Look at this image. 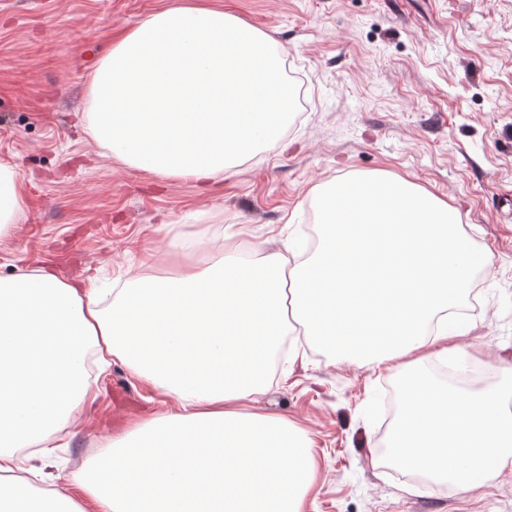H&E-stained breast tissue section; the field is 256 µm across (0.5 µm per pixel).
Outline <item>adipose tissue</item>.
Listing matches in <instances>:
<instances>
[{"mask_svg":"<svg viewBox=\"0 0 512 512\" xmlns=\"http://www.w3.org/2000/svg\"><path fill=\"white\" fill-rule=\"evenodd\" d=\"M94 137L111 157L206 183L242 160L241 146L280 144L288 109L271 39L207 0L153 13L119 34L88 77ZM27 210L14 166L0 163V235ZM321 246L300 263L287 250L249 261L233 239L201 266L180 237L142 260L159 274L113 285L103 302L84 281L37 269L0 276V512H308L318 474L298 424L258 411L267 380L249 352L263 336L376 338L354 356L372 370L416 369L413 351L447 354V326L470 279L459 210L387 173L326 189ZM123 364L178 412L131 421L52 488L38 451L100 388L86 370Z\"/></svg>","mask_w":512,"mask_h":512,"instance_id":"ef3b65f1","label":"adipose tissue"}]
</instances>
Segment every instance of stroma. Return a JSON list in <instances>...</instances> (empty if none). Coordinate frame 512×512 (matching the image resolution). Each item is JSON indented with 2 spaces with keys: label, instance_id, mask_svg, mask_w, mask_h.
<instances>
[{
  "label": "stroma",
  "instance_id": "1",
  "mask_svg": "<svg viewBox=\"0 0 512 512\" xmlns=\"http://www.w3.org/2000/svg\"><path fill=\"white\" fill-rule=\"evenodd\" d=\"M185 0H0V162L23 180L22 224L0 236V275L49 269L102 288L141 272L172 236L215 256L225 235L281 248L317 226L316 186L385 171L458 207L488 252L452 364L512 373V0H210L276 43L302 91L285 143L208 189L111 158L89 130L87 77L121 30ZM392 371H371L308 340L289 348L257 406L312 436L308 512H512V457L468 488L402 481L382 461ZM99 382L82 427L45 470H77L101 437L172 408L121 363Z\"/></svg>",
  "mask_w": 512,
  "mask_h": 512
}]
</instances>
